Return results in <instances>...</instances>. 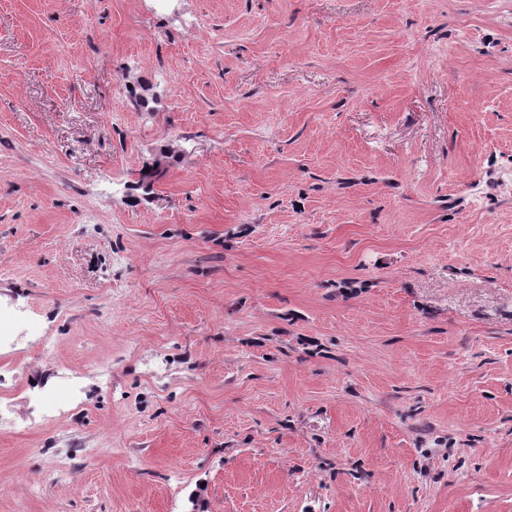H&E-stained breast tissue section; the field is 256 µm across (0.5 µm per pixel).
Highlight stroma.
<instances>
[{"mask_svg": "<svg viewBox=\"0 0 512 512\" xmlns=\"http://www.w3.org/2000/svg\"><path fill=\"white\" fill-rule=\"evenodd\" d=\"M0 336V512H512V0H0Z\"/></svg>", "mask_w": 512, "mask_h": 512, "instance_id": "stroma-1", "label": "stroma"}]
</instances>
